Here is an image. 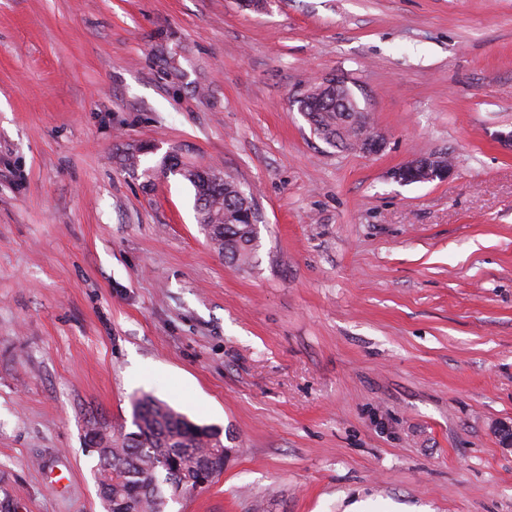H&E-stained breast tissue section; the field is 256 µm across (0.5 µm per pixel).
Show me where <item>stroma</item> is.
<instances>
[{"label": "stroma", "instance_id": "stroma-1", "mask_svg": "<svg viewBox=\"0 0 512 512\" xmlns=\"http://www.w3.org/2000/svg\"><path fill=\"white\" fill-rule=\"evenodd\" d=\"M334 74L379 152L299 112ZM510 130L512 0H0V512H106L87 436L145 394L230 450L167 512H512ZM171 150L250 193L253 266ZM439 174L440 172L437 170L435 163H432L431 159L425 158L399 168L395 172V178L404 183L412 181L426 182Z\"/></svg>", "mask_w": 512, "mask_h": 512}]
</instances>
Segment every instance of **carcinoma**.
Listing matches in <instances>:
<instances>
[{
  "label": "carcinoma",
  "mask_w": 512,
  "mask_h": 512,
  "mask_svg": "<svg viewBox=\"0 0 512 512\" xmlns=\"http://www.w3.org/2000/svg\"><path fill=\"white\" fill-rule=\"evenodd\" d=\"M305 112L316 134L327 143L349 150L356 148L354 123L343 120V110L358 120L363 117L358 104L343 106L336 95L324 91L323 83L303 93ZM151 174L179 176L194 190L198 224L212 229L209 242L224 260L239 267L256 258L257 228L242 214L254 210L252 198L234 180L212 166L171 162L166 154ZM135 430L111 437L99 430L90 433L96 440L100 494L128 512H164L168 498L180 487L210 484L224 470V458L214 454L223 440L212 425H199L168 403L144 395L133 406Z\"/></svg>",
  "instance_id": "carcinoma-1"
}]
</instances>
